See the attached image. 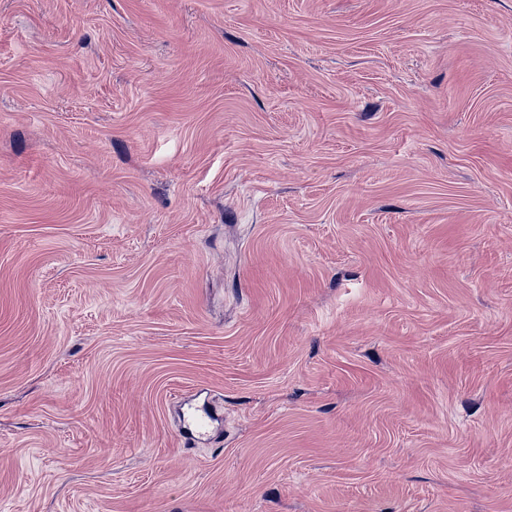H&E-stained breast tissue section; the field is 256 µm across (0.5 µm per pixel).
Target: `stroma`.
Segmentation results:
<instances>
[{
    "mask_svg": "<svg viewBox=\"0 0 512 512\" xmlns=\"http://www.w3.org/2000/svg\"><path fill=\"white\" fill-rule=\"evenodd\" d=\"M0 512H512V0H0Z\"/></svg>",
    "mask_w": 512,
    "mask_h": 512,
    "instance_id": "stroma-1",
    "label": "stroma"
}]
</instances>
